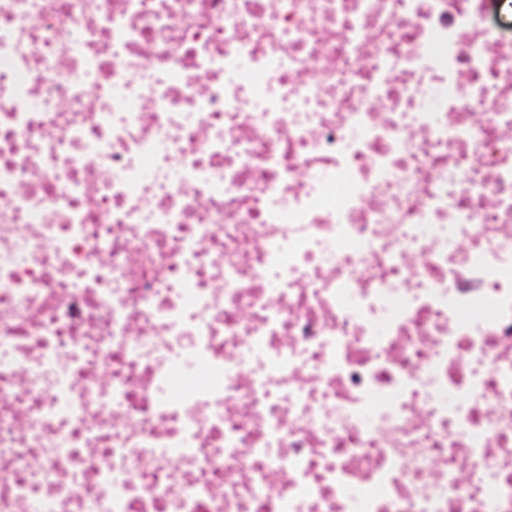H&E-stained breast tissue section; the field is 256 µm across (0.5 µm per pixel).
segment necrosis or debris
Returning a JSON list of instances; mask_svg holds the SVG:
<instances>
[{"label": "necrosis or debris", "instance_id": "4bbe7bcc", "mask_svg": "<svg viewBox=\"0 0 512 512\" xmlns=\"http://www.w3.org/2000/svg\"><path fill=\"white\" fill-rule=\"evenodd\" d=\"M0 512H512V0H0Z\"/></svg>", "mask_w": 512, "mask_h": 512}]
</instances>
